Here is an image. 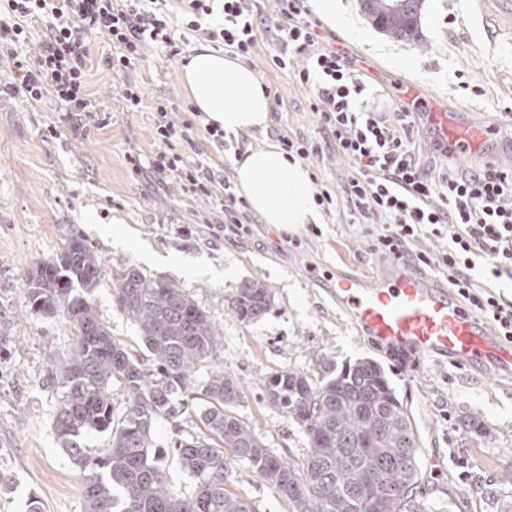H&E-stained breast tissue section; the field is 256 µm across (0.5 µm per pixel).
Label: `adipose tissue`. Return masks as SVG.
<instances>
[{
    "instance_id": "adipose-tissue-1",
    "label": "adipose tissue",
    "mask_w": 512,
    "mask_h": 512,
    "mask_svg": "<svg viewBox=\"0 0 512 512\" xmlns=\"http://www.w3.org/2000/svg\"><path fill=\"white\" fill-rule=\"evenodd\" d=\"M182 83L195 111L226 134L263 132L272 121L271 98L256 72L210 45L199 44L190 53ZM234 179L263 223L288 231L321 219L308 167L288 158L275 141L239 155Z\"/></svg>"
}]
</instances>
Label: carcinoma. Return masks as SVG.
<instances>
[{"mask_svg": "<svg viewBox=\"0 0 512 512\" xmlns=\"http://www.w3.org/2000/svg\"><path fill=\"white\" fill-rule=\"evenodd\" d=\"M371 25L398 41L420 37L425 0H361ZM103 260L79 236L56 257L27 275L26 307L44 318L64 317L74 329L67 351L49 370L58 402L54 428L80 469L85 512H255L226 483L232 463L249 464L283 495L292 512H425L417 498L420 476L417 435L382 367L359 359L316 381L281 370L260 384L265 402L307 436L303 462L270 452L234 412L236 378L218 361L217 330L206 312L175 284L126 265L112 276L122 312L137 329L146 360L112 336L87 296L100 285ZM272 293L258 279L244 281L228 300L242 321L271 307ZM212 369L197 384L196 369ZM127 393L116 405L112 387ZM182 392L197 401L198 433L178 439L173 451L195 479L187 492L174 491L153 429L174 418ZM89 432L108 437L90 455L77 438Z\"/></svg>", "mask_w": 512, "mask_h": 512, "instance_id": "carcinoma-1", "label": "carcinoma"}]
</instances>
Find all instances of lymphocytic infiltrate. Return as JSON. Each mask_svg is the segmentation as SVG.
Here are the masks:
<instances>
[{"instance_id": "f902f5d3", "label": "lymphocytic infiltrate", "mask_w": 512, "mask_h": 512, "mask_svg": "<svg viewBox=\"0 0 512 512\" xmlns=\"http://www.w3.org/2000/svg\"><path fill=\"white\" fill-rule=\"evenodd\" d=\"M181 2L187 33L178 37L168 0H0V59L10 63L5 85L30 106L60 105L77 129L102 128L107 121L88 93L91 39L107 44L105 62L122 80V108L135 112L143 91L128 74L147 49L175 60L185 52L188 33L202 31L231 55L248 59L263 38L274 36L281 49L274 67L309 91L324 134L320 145L280 136L282 149L305 160L331 147L350 167L342 184L316 190L317 206L329 211L345 200L352 223L367 226L376 252L442 274L472 313L512 341V301L494 290L498 280L512 279V169L486 162L463 172H433L416 147L415 113L387 116L369 107L366 84L345 55L321 47L303 0H277L270 21L255 15L252 0ZM33 23L41 29L34 47ZM154 111L153 152L128 153L132 171L162 183L174 180L181 197L207 200L227 223H239L244 198L178 150L190 123L172 120L168 101H157ZM425 239L438 242L437 252L419 249Z\"/></svg>"}]
</instances>
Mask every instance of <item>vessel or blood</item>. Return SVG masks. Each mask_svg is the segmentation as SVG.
I'll return each mask as SVG.
<instances>
[{
	"label": "vessel or blood",
	"instance_id": "1",
	"mask_svg": "<svg viewBox=\"0 0 512 512\" xmlns=\"http://www.w3.org/2000/svg\"><path fill=\"white\" fill-rule=\"evenodd\" d=\"M495 33L512 37V0H473ZM396 102L405 111H427L444 146L484 161L488 131L458 112L444 111L422 97L417 82L400 84ZM330 295L359 336L377 346L417 359L463 364L495 375H512V342L491 331L467 310L444 282L396 256H383L374 274L339 277Z\"/></svg>",
	"mask_w": 512,
	"mask_h": 512
}]
</instances>
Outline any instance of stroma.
Wrapping results in <instances>:
<instances>
[{"mask_svg":"<svg viewBox=\"0 0 512 512\" xmlns=\"http://www.w3.org/2000/svg\"><path fill=\"white\" fill-rule=\"evenodd\" d=\"M348 26H323L333 48L352 64L371 59L361 76L378 110H394L395 88L415 79L424 97L448 112L465 113L477 126L498 127L488 158L512 168V40L496 35L468 0H427L419 42H398L377 33L359 0H340ZM279 47L260 41L250 67L282 100L267 133L245 137L261 148L280 134L321 140L309 97L271 59ZM108 50L90 43L88 90L108 127L76 132L63 110L46 103L30 107L22 97L0 92V512H85L78 468L54 430L57 395L47 377L50 364L68 346L74 330L61 317L31 314L24 281L31 267L56 256L77 234L102 256L107 271L125 264L151 278L174 283L202 307L222 341L218 359L240 384L235 411L274 454L303 461L306 436L264 403L259 384L292 369L320 378L325 361L345 366L363 358L385 371L417 432L421 476L417 494L428 512H512V380L485 376L460 364H439L377 350L358 336L327 292L339 273L373 272L376 256L362 226L343 211L324 214L319 233L301 226L287 232L252 217L244 231L223 223L195 221L204 202L178 198L147 176L131 173L125 155L151 153L156 101L175 106L176 121L193 126L183 153L207 162L216 176L233 171L236 142L213 146L203 123L190 112L180 62L151 55L131 70L143 87L139 111L117 101L121 81L104 62ZM258 279L273 295L261 318L240 321L228 299L242 282ZM90 301L101 321L127 348L145 355L133 325L103 279ZM194 411L159 420L157 446L171 485L188 491L195 480L171 448L189 431ZM441 457L443 469L429 461ZM229 488L256 512H288V502L246 463H235Z\"/></svg>","mask_w":512,"mask_h":512,"instance_id":"1","label":"stroma"}]
</instances>
